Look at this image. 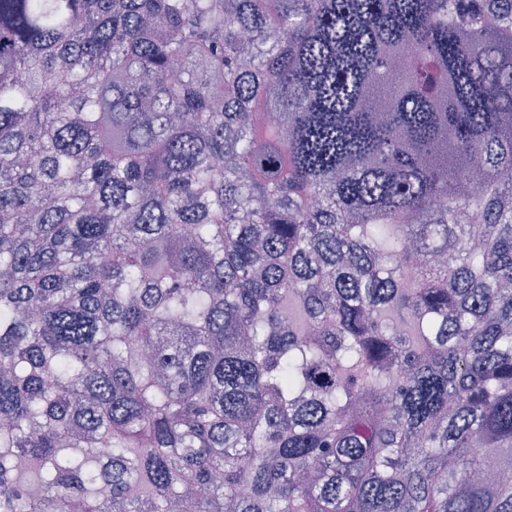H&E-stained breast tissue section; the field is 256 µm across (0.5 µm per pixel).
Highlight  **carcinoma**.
Returning a JSON list of instances; mask_svg holds the SVG:
<instances>
[{
	"instance_id": "1",
	"label": "carcinoma",
	"mask_w": 512,
	"mask_h": 512,
	"mask_svg": "<svg viewBox=\"0 0 512 512\" xmlns=\"http://www.w3.org/2000/svg\"><path fill=\"white\" fill-rule=\"evenodd\" d=\"M505 4L0 0V512H512Z\"/></svg>"
}]
</instances>
